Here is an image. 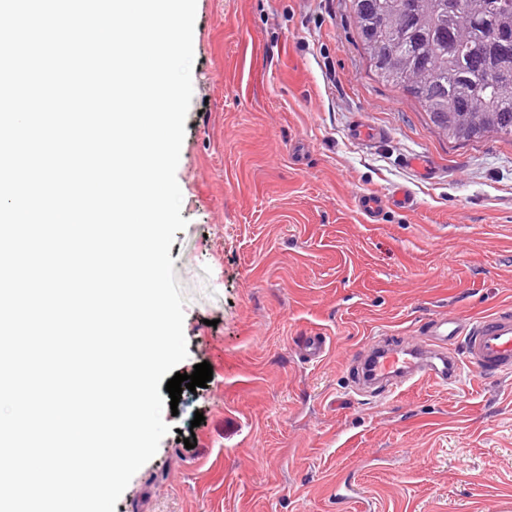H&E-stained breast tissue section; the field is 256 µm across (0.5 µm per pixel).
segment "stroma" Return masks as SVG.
Segmentation results:
<instances>
[{
  "mask_svg": "<svg viewBox=\"0 0 512 512\" xmlns=\"http://www.w3.org/2000/svg\"><path fill=\"white\" fill-rule=\"evenodd\" d=\"M193 50L169 255L177 370L213 376L164 412L115 512H512V375L466 364L386 399L356 364L374 338L512 307V143L440 137L370 71L350 0H197ZM359 123L386 138L354 141ZM400 186L413 210L361 213Z\"/></svg>",
  "mask_w": 512,
  "mask_h": 512,
  "instance_id": "1",
  "label": "stroma"
}]
</instances>
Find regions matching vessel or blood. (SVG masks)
<instances>
[{"mask_svg": "<svg viewBox=\"0 0 512 512\" xmlns=\"http://www.w3.org/2000/svg\"><path fill=\"white\" fill-rule=\"evenodd\" d=\"M422 334L426 345L435 347L436 359L419 366L413 351L387 341L371 347L364 367L376 380H393L395 392L422 379L436 382L455 378L461 363L489 374H512V308L503 306L480 319L433 320ZM462 340L463 351H456L455 340Z\"/></svg>", "mask_w": 512, "mask_h": 512, "instance_id": "b4317fda", "label": "vessel or blood"}]
</instances>
